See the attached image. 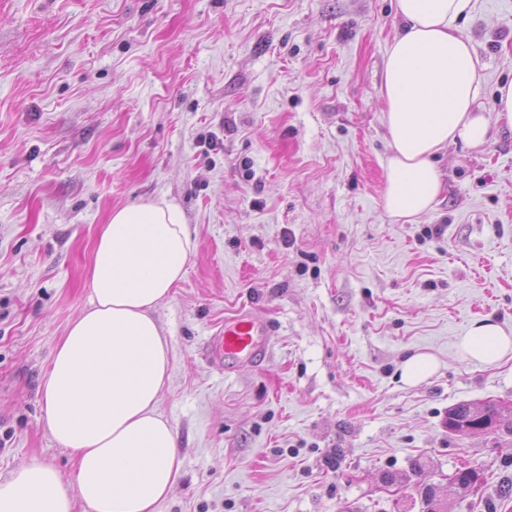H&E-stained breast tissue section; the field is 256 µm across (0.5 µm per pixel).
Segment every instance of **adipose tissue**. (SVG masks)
<instances>
[{
  "instance_id": "adipose-tissue-1",
  "label": "adipose tissue",
  "mask_w": 512,
  "mask_h": 512,
  "mask_svg": "<svg viewBox=\"0 0 512 512\" xmlns=\"http://www.w3.org/2000/svg\"><path fill=\"white\" fill-rule=\"evenodd\" d=\"M474 0H396L402 32L386 53L381 98L391 152L384 211L429 213L442 182L435 156L451 144L479 149L490 124L512 129V81L491 108L480 103L484 66L457 28ZM196 251L180 207L160 198L115 210L94 250L89 307L57 344L43 381L44 423L73 467L30 462L0 482V512H160L182 469L160 412L171 348L154 317ZM457 348L491 365L512 353V334L473 323Z\"/></svg>"
}]
</instances>
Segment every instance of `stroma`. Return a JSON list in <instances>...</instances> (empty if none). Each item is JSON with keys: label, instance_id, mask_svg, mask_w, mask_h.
Instances as JSON below:
<instances>
[{"label": "stroma", "instance_id": "obj_1", "mask_svg": "<svg viewBox=\"0 0 512 512\" xmlns=\"http://www.w3.org/2000/svg\"><path fill=\"white\" fill-rule=\"evenodd\" d=\"M459 27L491 105L512 0ZM400 30L393 0H0V482L27 461L71 471L44 376L111 213L165 198L197 251L155 312L182 458L160 512H422L419 485L446 494L473 464L483 483L448 512H512V432L446 426L458 403L512 408V354L457 350L473 321L512 329V130L448 146L433 210L389 217L380 92ZM242 308L272 352L222 375L203 344ZM420 353L437 371L404 383Z\"/></svg>", "mask_w": 512, "mask_h": 512}]
</instances>
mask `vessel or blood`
Listing matches in <instances>:
<instances>
[{"mask_svg":"<svg viewBox=\"0 0 512 512\" xmlns=\"http://www.w3.org/2000/svg\"><path fill=\"white\" fill-rule=\"evenodd\" d=\"M204 349L216 371L231 372L241 365L266 359L270 330L263 318L243 309L212 330Z\"/></svg>","mask_w":512,"mask_h":512,"instance_id":"vessel-or-blood-1","label":"vessel or blood"}]
</instances>
